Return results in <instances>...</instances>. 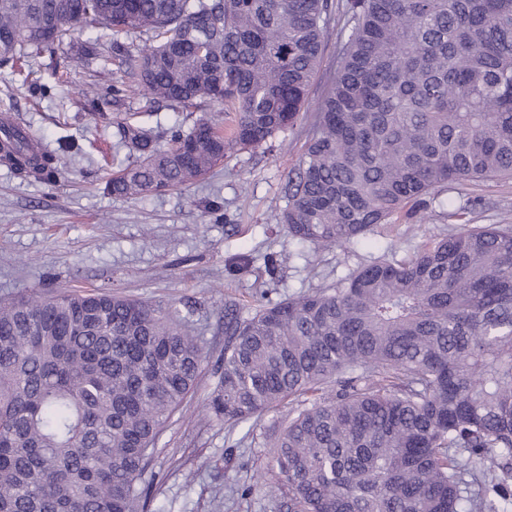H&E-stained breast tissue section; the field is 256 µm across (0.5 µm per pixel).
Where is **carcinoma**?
I'll use <instances>...</instances> for the list:
<instances>
[{"label": "carcinoma", "mask_w": 512, "mask_h": 512, "mask_svg": "<svg viewBox=\"0 0 512 512\" xmlns=\"http://www.w3.org/2000/svg\"><path fill=\"white\" fill-rule=\"evenodd\" d=\"M70 2L0 0V66L66 44L116 67L114 93L137 90L146 112H211L167 147L117 122L136 161L107 194L192 184L294 127L337 14L336 70L280 217L292 240L360 243L451 186L512 179V0ZM84 96L111 120L100 90ZM0 135L15 174H61L32 135ZM470 214L448 200L455 227L409 259L383 253L247 315L224 305L214 416L297 403L267 462L282 512L512 509V226ZM204 360L171 313L109 290L0 301V512H139L150 450Z\"/></svg>", "instance_id": "obj_1"}]
</instances>
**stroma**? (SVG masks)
I'll list each match as a JSON object with an SVG mask.
<instances>
[{
    "instance_id": "1",
    "label": "stroma",
    "mask_w": 512,
    "mask_h": 512,
    "mask_svg": "<svg viewBox=\"0 0 512 512\" xmlns=\"http://www.w3.org/2000/svg\"><path fill=\"white\" fill-rule=\"evenodd\" d=\"M69 55L66 48L56 54L59 81L38 58L25 77L0 67V118L10 117L47 149L73 146L54 183L28 182L0 165V299L84 286L176 312L206 359L140 479L145 512H278L257 475L290 405L233 428L210 409L224 355L225 303L249 309L326 287L383 253L410 257L427 237L447 233L450 198L471 202L475 223L512 224V180L455 187L430 204L424 223L403 219L367 242L300 245L279 217L288 205V174L304 152L308 124L301 121L271 147L231 154L202 182L109 196L103 178L130 157L114 128L88 119L80 91L92 81L111 86L118 75L75 67ZM215 207L223 221H215Z\"/></svg>"
}]
</instances>
